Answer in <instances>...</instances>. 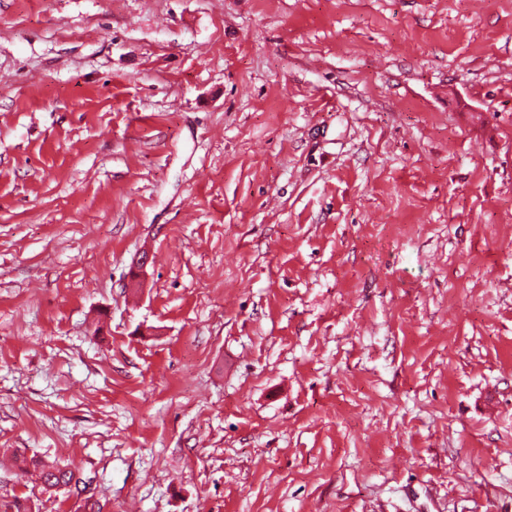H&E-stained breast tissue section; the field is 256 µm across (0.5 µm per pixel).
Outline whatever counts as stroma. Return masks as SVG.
I'll return each mask as SVG.
<instances>
[{
    "mask_svg": "<svg viewBox=\"0 0 512 512\" xmlns=\"http://www.w3.org/2000/svg\"><path fill=\"white\" fill-rule=\"evenodd\" d=\"M88 501L512 512V0H0V512ZM22 462L31 464L38 472L45 490L61 489L73 483L72 471L60 466L56 460L33 456L28 462V459L22 456Z\"/></svg>",
    "mask_w": 512,
    "mask_h": 512,
    "instance_id": "stroma-1",
    "label": "stroma"
}]
</instances>
